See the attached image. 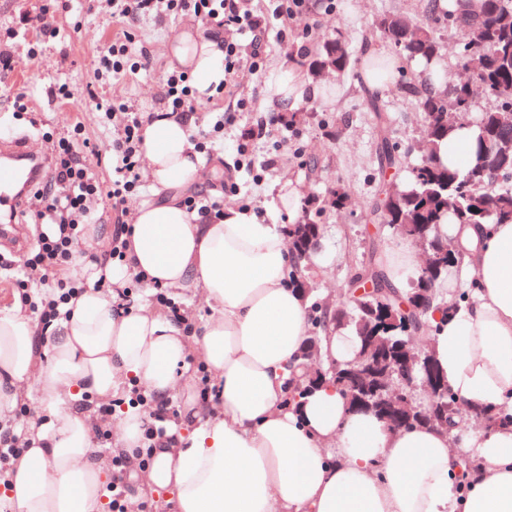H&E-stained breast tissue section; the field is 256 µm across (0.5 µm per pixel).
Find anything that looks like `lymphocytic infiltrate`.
<instances>
[{"instance_id": "f902f5d3", "label": "lymphocytic infiltrate", "mask_w": 512, "mask_h": 512, "mask_svg": "<svg viewBox=\"0 0 512 512\" xmlns=\"http://www.w3.org/2000/svg\"><path fill=\"white\" fill-rule=\"evenodd\" d=\"M112 19L122 26L112 41L97 51V71L102 79L120 82L131 74L154 69L156 61L147 46L136 43L135 21L162 16L193 14L211 31L224 33V81L216 88L218 97L234 96L242 73L258 74L265 65L262 36L268 18L278 23L280 41H287L293 23L309 13L308 0H268L269 12H254L247 0H108ZM89 100L103 121L116 123L118 133L108 147L93 144L81 123L71 125L67 136H46L53 175L27 198V209L35 223L44 227L22 259L25 272L17 280L20 290L43 287L44 299L34 313L42 324H49L61 305L83 292V281L73 279L70 266L79 247L84 227L93 223L94 211L109 202L113 211L122 212L128 200L141 187V142L147 120L118 96L103 97L90 92ZM225 108L216 129L234 123L248 102L235 98ZM110 165L111 179H99L93 165Z\"/></svg>"}]
</instances>
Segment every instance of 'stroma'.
<instances>
[{
  "label": "stroma",
  "mask_w": 512,
  "mask_h": 512,
  "mask_svg": "<svg viewBox=\"0 0 512 512\" xmlns=\"http://www.w3.org/2000/svg\"><path fill=\"white\" fill-rule=\"evenodd\" d=\"M311 3V14L300 18L297 28L315 21L321 32L340 31L358 60L369 49L390 50L388 41L370 34L373 22L380 16L391 12L415 14L422 8V0H335L331 10L327 9L326 0ZM41 12L55 30V37L42 36L38 29L28 25V17ZM177 27L174 21L158 23L152 19L138 26L140 38L152 51L157 66L153 71L129 76L114 89L115 94L138 111L164 108L161 97L168 67L162 49ZM119 31L106 0H97L93 6L87 0H70L65 10L51 6L49 0H0V53L11 55L16 61L13 71L0 74V138L24 134L35 146L43 132L61 135L78 121L93 143L103 146L111 142L117 131L102 123L87 91L99 84L95 65L98 45ZM34 42L40 44L41 52L32 61L27 51ZM265 43L267 68L271 71L288 58L305 66L315 49L313 41L298 36L281 42L273 27L267 30ZM64 82L72 88L73 98L51 96V88ZM324 83L326 97L303 102L309 112L307 119L292 129L279 126L274 139L256 141L257 156L272 155L276 161L265 172L261 184H254L247 174H238L241 191L235 202L261 212L276 209L277 185L287 180L299 183L304 197L316 198L321 205L322 237L317 250L319 260L313 263L312 274L320 296L335 301L356 267L367 262L372 253H386L399 241L388 225L370 220L368 212L382 186L401 183L420 162L417 144L422 121L411 98L391 87L382 93L389 133L400 148L403 167L379 172L375 157L379 122L366 100L369 84L362 66H354L352 75L341 79L325 77ZM20 92L29 94L31 110L19 116L13 100ZM239 92L248 99L249 107L234 125L225 128L223 143L213 147L214 152L223 154L228 166L233 163L232 154L242 135L273 112L266 77H245ZM310 155L319 161L314 175L306 166ZM336 188L351 198L348 207L340 212L327 203L331 190Z\"/></svg>",
  "instance_id": "1"
}]
</instances>
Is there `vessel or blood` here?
I'll list each match as a JSON object with an SVG mask.
<instances>
[{
	"instance_id": "1",
	"label": "vessel or blood",
	"mask_w": 512,
	"mask_h": 512,
	"mask_svg": "<svg viewBox=\"0 0 512 512\" xmlns=\"http://www.w3.org/2000/svg\"><path fill=\"white\" fill-rule=\"evenodd\" d=\"M48 164V156L32 153L24 139L0 142V234L15 233L18 206Z\"/></svg>"
}]
</instances>
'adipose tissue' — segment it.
<instances>
[{"label":"adipose tissue","instance_id":"1","mask_svg":"<svg viewBox=\"0 0 512 512\" xmlns=\"http://www.w3.org/2000/svg\"><path fill=\"white\" fill-rule=\"evenodd\" d=\"M165 57L194 77L198 95L224 78V38L197 23L171 34ZM268 84L282 112L324 94L293 64ZM193 123L166 111L146 123L141 154L152 191L130 206L123 263L100 268L101 227L84 236L71 274L89 284L107 275L109 293L89 287L45 331L21 301L0 311V423L41 395L26 449L0 488V512H107L112 468L94 446L93 406L135 385L160 403L182 398L185 417L143 470L146 417L116 410L112 446L130 460L136 491L129 512L161 491L172 512H512V423L392 429L353 409L329 379L290 398L288 369L302 361L310 304L288 279L285 227L235 204L208 215L186 209L184 192L222 167L218 156L204 163ZM439 231L464 257L439 281L440 296L470 284L475 293L454 315L431 311L434 361L460 405L500 408L512 403V223ZM141 272L172 296L201 297L210 315L195 323L138 303L126 285ZM193 356L211 377L213 401L197 396ZM463 448L481 468L462 469Z\"/></svg>","mask_w":512,"mask_h":512}]
</instances>
